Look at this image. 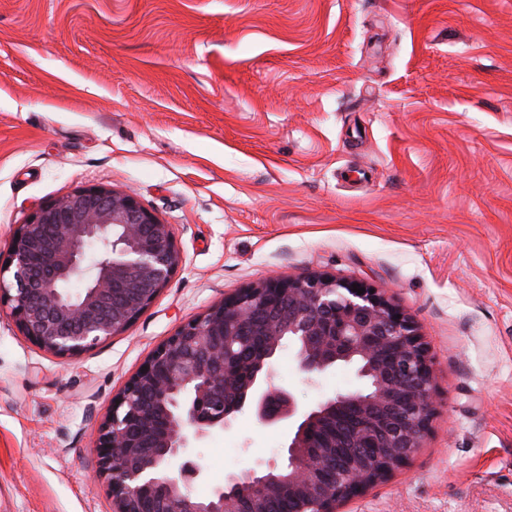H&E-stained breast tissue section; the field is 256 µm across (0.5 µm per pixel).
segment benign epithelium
Returning a JSON list of instances; mask_svg holds the SVG:
<instances>
[{"instance_id":"obj_1","label":"benign epithelium","mask_w":512,"mask_h":512,"mask_svg":"<svg viewBox=\"0 0 512 512\" xmlns=\"http://www.w3.org/2000/svg\"><path fill=\"white\" fill-rule=\"evenodd\" d=\"M95 248L98 258L85 264ZM181 262L172 226L128 191L78 188L41 205L8 240L0 263V313L39 348L73 358L124 332ZM11 274V280L5 274ZM82 291H67L72 281ZM326 273L273 277L181 325L112 401L99 426L97 476L113 512H265L273 485L314 503L340 506L404 466L423 446L433 415L435 375L423 334L385 289ZM267 322L269 360L283 340L296 346L306 380L338 362L357 365L369 390L335 394L303 408L270 381L259 361L229 405L226 366L254 325ZM248 410L257 425L288 422L287 464L230 474L206 502L190 485L203 474L190 442ZM352 448V458L311 463L307 448Z\"/></svg>"}]
</instances>
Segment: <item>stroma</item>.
Listing matches in <instances>:
<instances>
[{"mask_svg": "<svg viewBox=\"0 0 512 512\" xmlns=\"http://www.w3.org/2000/svg\"><path fill=\"white\" fill-rule=\"evenodd\" d=\"M132 190L182 263L63 359L0 316V512H112L98 427L176 329L273 274L389 288L433 357L424 445L344 512H512V0H0V258L40 203ZM272 382L310 406L343 362ZM249 414L195 441L206 498L279 457Z\"/></svg>", "mask_w": 512, "mask_h": 512, "instance_id": "obj_1", "label": "stroma"}]
</instances>
